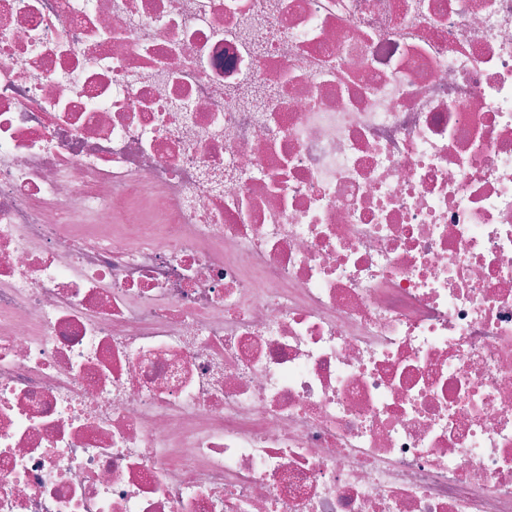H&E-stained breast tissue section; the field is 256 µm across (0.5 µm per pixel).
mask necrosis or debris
Returning <instances> with one entry per match:
<instances>
[{"instance_id": "necrosis-or-debris-1", "label": "necrosis or debris", "mask_w": 512, "mask_h": 512, "mask_svg": "<svg viewBox=\"0 0 512 512\" xmlns=\"http://www.w3.org/2000/svg\"><path fill=\"white\" fill-rule=\"evenodd\" d=\"M0 512H512V0H0Z\"/></svg>"}]
</instances>
